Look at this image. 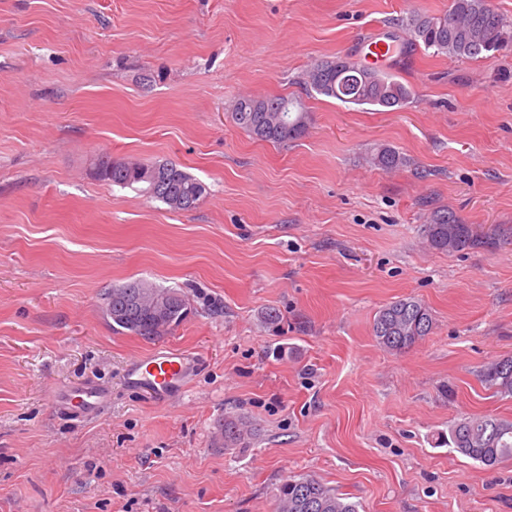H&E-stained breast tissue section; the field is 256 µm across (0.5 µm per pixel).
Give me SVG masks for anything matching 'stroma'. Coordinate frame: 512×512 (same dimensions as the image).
Here are the masks:
<instances>
[{
  "instance_id": "obj_1",
  "label": "stroma",
  "mask_w": 512,
  "mask_h": 512,
  "mask_svg": "<svg viewBox=\"0 0 512 512\" xmlns=\"http://www.w3.org/2000/svg\"><path fill=\"white\" fill-rule=\"evenodd\" d=\"M450 0H0V512H273L313 474L359 512H512V460L445 444L472 415L512 420L483 384L512 355V50L457 61L415 49L399 21ZM397 52L416 91L399 112L307 95L318 59ZM294 95L308 130L285 146L236 126L242 95ZM406 167L368 164L379 146ZM171 160L205 185L174 213L98 180L94 163ZM445 209L496 249L423 241ZM183 293L161 339L114 332L108 288ZM412 297L433 329L389 352L378 311ZM274 307L282 319L265 324ZM198 355L160 401L126 365ZM92 412L63 408L87 383ZM243 414L248 447L214 443ZM392 53L393 48L390 43L380 38H373L363 47L362 62L371 66L383 65L389 62Z\"/></svg>"
}]
</instances>
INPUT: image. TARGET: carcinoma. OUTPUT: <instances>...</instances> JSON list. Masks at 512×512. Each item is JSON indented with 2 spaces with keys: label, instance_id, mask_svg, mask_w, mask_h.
Segmentation results:
<instances>
[{
  "label": "carcinoma",
  "instance_id": "carcinoma-1",
  "mask_svg": "<svg viewBox=\"0 0 512 512\" xmlns=\"http://www.w3.org/2000/svg\"><path fill=\"white\" fill-rule=\"evenodd\" d=\"M409 44L433 55L454 60L474 59L512 43V21L494 9L490 0H451L440 15L414 13L402 20ZM335 65L316 83L312 71ZM306 91L341 103L369 105L391 112L415 99L413 88L373 67L350 60H316L301 76ZM236 125L260 141L286 144L307 130L308 112L301 99L282 95L242 96L231 111ZM372 163L383 170L408 164L399 150L381 146ZM99 179L112 185L131 187L172 211L176 200L200 203L205 186L172 161L126 163L109 157L99 159ZM422 234L428 245L439 251L460 252L494 245L476 234L469 224L448 210L431 212ZM112 301V330L159 339L178 327L189 315L185 296L171 288H158L138 279L105 293ZM433 319L420 301L405 297L386 304L374 319L372 332L382 348L401 352L429 335ZM482 381L501 397L512 398V356L498 358L480 370ZM254 435L245 417L227 413L220 424L216 444L230 450L245 448ZM448 444L459 454L487 467L512 459V420L486 414L454 422L448 430ZM274 512H358V504L312 474L293 475L284 480L274 495Z\"/></svg>",
  "mask_w": 512,
  "mask_h": 512
}]
</instances>
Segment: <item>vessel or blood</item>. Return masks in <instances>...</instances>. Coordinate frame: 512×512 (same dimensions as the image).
Wrapping results in <instances>:
<instances>
[{
    "instance_id": "obj_1",
    "label": "vessel or blood",
    "mask_w": 512,
    "mask_h": 512,
    "mask_svg": "<svg viewBox=\"0 0 512 512\" xmlns=\"http://www.w3.org/2000/svg\"><path fill=\"white\" fill-rule=\"evenodd\" d=\"M392 53L390 43L373 38L363 47L362 61L371 66L383 65ZM196 366L197 359L192 353L163 350L131 362L125 369L124 380L130 387L170 400L188 390Z\"/></svg>"
}]
</instances>
